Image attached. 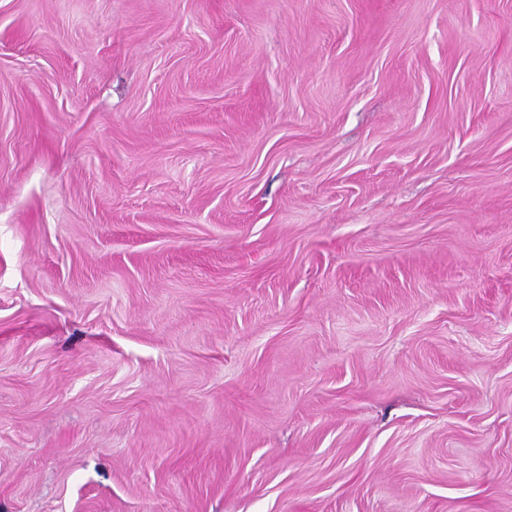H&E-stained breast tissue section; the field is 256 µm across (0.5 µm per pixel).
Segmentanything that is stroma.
Listing matches in <instances>:
<instances>
[{
	"mask_svg": "<svg viewBox=\"0 0 512 512\" xmlns=\"http://www.w3.org/2000/svg\"><path fill=\"white\" fill-rule=\"evenodd\" d=\"M0 512H512V0H0Z\"/></svg>",
	"mask_w": 512,
	"mask_h": 512,
	"instance_id": "35a3bbf8",
	"label": "stroma"
}]
</instances>
